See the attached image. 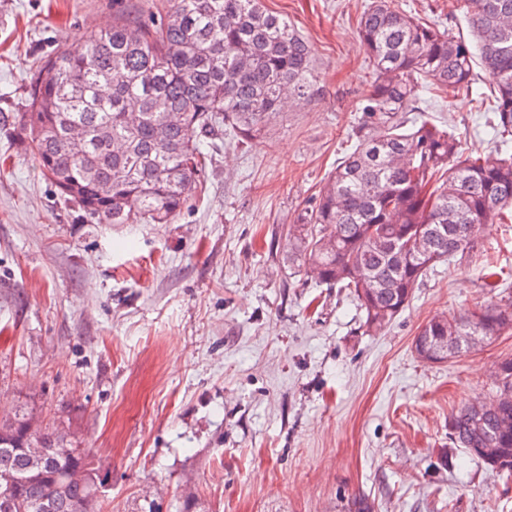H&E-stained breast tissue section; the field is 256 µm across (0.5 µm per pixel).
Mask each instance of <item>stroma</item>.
I'll use <instances>...</instances> for the list:
<instances>
[{
	"mask_svg": "<svg viewBox=\"0 0 512 512\" xmlns=\"http://www.w3.org/2000/svg\"><path fill=\"white\" fill-rule=\"evenodd\" d=\"M152 3L0 0V411L68 431L109 474L102 512H512V480L448 438L452 412L492 398L512 332L445 363L414 351L436 315L512 303V224L485 225L482 252L438 266L377 334L288 258L289 226L356 143L369 0H263L309 42L318 91L264 138L215 140L174 223L91 221L41 174L19 130L33 60ZM393 4L470 34L464 0ZM418 107L493 149L487 105Z\"/></svg>",
	"mask_w": 512,
	"mask_h": 512,
	"instance_id": "obj_1",
	"label": "stroma"
}]
</instances>
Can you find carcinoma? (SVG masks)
I'll use <instances>...</instances> for the list:
<instances>
[{"mask_svg":"<svg viewBox=\"0 0 512 512\" xmlns=\"http://www.w3.org/2000/svg\"><path fill=\"white\" fill-rule=\"evenodd\" d=\"M472 39L452 37L372 0L359 38L376 78L364 99L357 143L336 166L301 223L289 228L297 260L319 282L345 288L384 330L434 267L481 250V228L512 222V0H468ZM490 81L495 149H463L455 131L408 117L419 92L478 93L475 68ZM312 50L262 0H165L148 19L118 13L112 25L64 41L41 60L20 124L57 194L106 224H171L208 161V142L227 129L242 140L267 135L284 101L315 92ZM83 132L75 149L71 132ZM427 251H416L417 238ZM503 310L481 305L448 316L463 337L484 342L512 329ZM494 387V408L470 403L448 419L458 448H497L512 475V357ZM82 481L69 479L77 468ZM13 447L0 446V494L14 512H36L49 494L60 512L82 505L103 483L89 455L60 453L36 478Z\"/></svg>","mask_w":512,"mask_h":512,"instance_id":"cac0c4a2","label":"carcinoma"}]
</instances>
